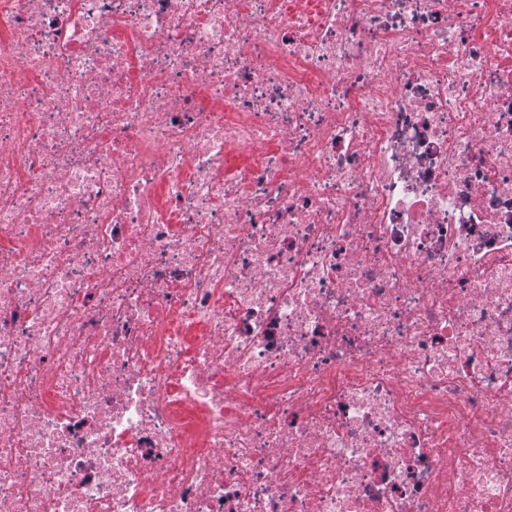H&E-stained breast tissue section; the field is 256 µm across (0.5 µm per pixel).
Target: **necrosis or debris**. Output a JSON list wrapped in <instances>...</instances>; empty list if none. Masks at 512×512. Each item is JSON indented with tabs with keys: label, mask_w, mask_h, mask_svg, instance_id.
Returning <instances> with one entry per match:
<instances>
[{
	"label": "necrosis or debris",
	"mask_w": 512,
	"mask_h": 512,
	"mask_svg": "<svg viewBox=\"0 0 512 512\" xmlns=\"http://www.w3.org/2000/svg\"><path fill=\"white\" fill-rule=\"evenodd\" d=\"M0 512H512V0H0Z\"/></svg>",
	"instance_id": "1"
}]
</instances>
